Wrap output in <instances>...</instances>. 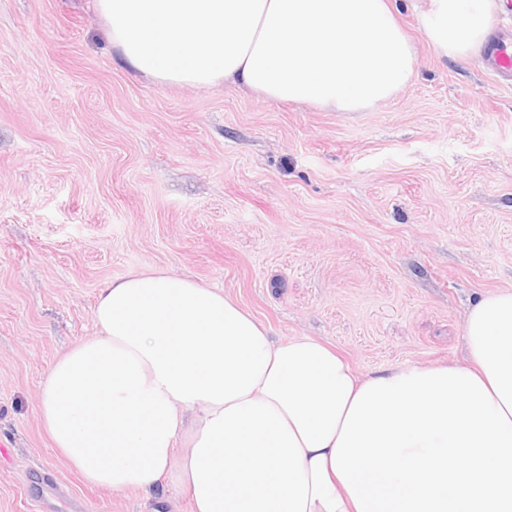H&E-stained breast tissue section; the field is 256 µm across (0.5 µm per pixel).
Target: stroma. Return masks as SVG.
<instances>
[{"label": "stroma", "instance_id": "obj_1", "mask_svg": "<svg viewBox=\"0 0 512 512\" xmlns=\"http://www.w3.org/2000/svg\"><path fill=\"white\" fill-rule=\"evenodd\" d=\"M415 74L364 112L159 84L93 0H0V512H191L85 484L38 417L95 335L100 285L157 269L218 287L275 339L361 375L463 365L468 310L512 290V77L442 59L429 0H391Z\"/></svg>", "mask_w": 512, "mask_h": 512}]
</instances>
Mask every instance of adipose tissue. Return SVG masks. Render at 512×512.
Wrapping results in <instances>:
<instances>
[{
  "instance_id": "1",
  "label": "adipose tissue",
  "mask_w": 512,
  "mask_h": 512,
  "mask_svg": "<svg viewBox=\"0 0 512 512\" xmlns=\"http://www.w3.org/2000/svg\"><path fill=\"white\" fill-rule=\"evenodd\" d=\"M157 82L245 86L363 112L414 76L389 0H95ZM501 0H431L435 51H482ZM99 333L51 365L39 416L93 486L192 512H512V291L465 321L467 364L360 376L309 338L274 341L222 290L161 271L103 283Z\"/></svg>"
}]
</instances>
